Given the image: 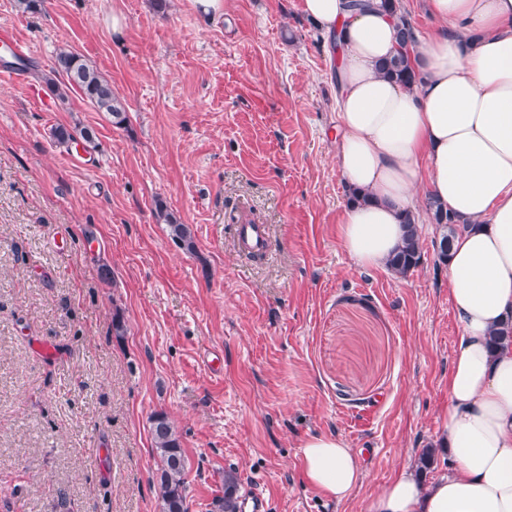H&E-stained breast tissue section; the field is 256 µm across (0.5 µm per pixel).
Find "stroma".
Returning <instances> with one entry per match:
<instances>
[{
	"label": "stroma",
	"instance_id": "1",
	"mask_svg": "<svg viewBox=\"0 0 512 512\" xmlns=\"http://www.w3.org/2000/svg\"><path fill=\"white\" fill-rule=\"evenodd\" d=\"M1 28L32 66L0 81V512H158L160 411L188 512H210L231 467L264 512H367L427 447L426 478L448 471L460 330L438 230L420 225L403 277L343 249L336 82L299 0H224L214 18L194 0H0ZM65 45L111 82L123 126L77 91L48 111L32 97ZM59 126L94 142L56 146ZM242 224L264 225V253ZM315 434L364 453L343 503L303 476ZM160 218L163 219L165 224L169 227V232L173 240L186 250H192L194 246L192 232L188 225L179 224L174 216L169 213L160 211ZM241 246L250 252H261L266 247L265 227L261 224H242L238 230Z\"/></svg>",
	"mask_w": 512,
	"mask_h": 512
}]
</instances>
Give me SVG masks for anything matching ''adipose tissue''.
<instances>
[{"mask_svg": "<svg viewBox=\"0 0 512 512\" xmlns=\"http://www.w3.org/2000/svg\"><path fill=\"white\" fill-rule=\"evenodd\" d=\"M380 2L363 11L350 0L299 4L324 37L341 36L342 245L361 267H388L404 240L402 215L423 196L469 227L447 261L461 329L442 438L454 464L428 482L401 468L368 512H512V339L490 345L512 321V0H426L440 27L411 51L410 87L380 71L400 51L396 18ZM301 470L339 503L364 476L358 453L325 435L305 441Z\"/></svg>", "mask_w": 512, "mask_h": 512, "instance_id": "obj_1", "label": "adipose tissue"}]
</instances>
